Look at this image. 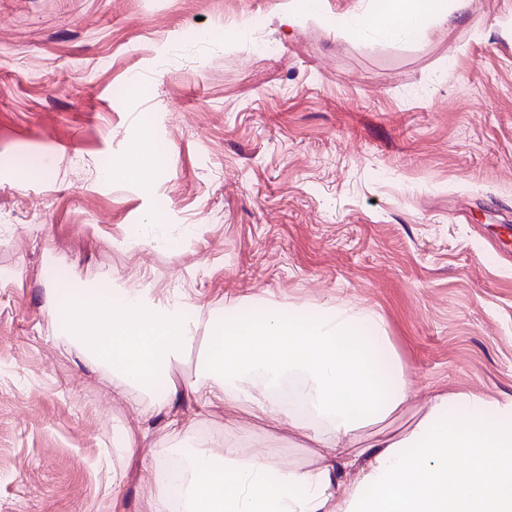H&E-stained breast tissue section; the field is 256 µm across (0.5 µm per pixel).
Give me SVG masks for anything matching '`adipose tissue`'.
I'll return each instance as SVG.
<instances>
[{"instance_id": "adipose-tissue-1", "label": "adipose tissue", "mask_w": 512, "mask_h": 512, "mask_svg": "<svg viewBox=\"0 0 512 512\" xmlns=\"http://www.w3.org/2000/svg\"><path fill=\"white\" fill-rule=\"evenodd\" d=\"M359 33L391 43L418 40L426 22L455 25L467 0H386ZM61 335L84 346L83 364L112 372V391L152 394L182 362L198 325L184 298L148 289L51 294ZM206 378L169 382L146 417L180 430L220 405L244 409L272 429L323 449L314 470L263 457L239 465L224 453L190 452L176 492L149 498L148 512H512V399L439 394L397 434L379 431L407 400L384 320L347 305L303 313L271 306L209 326ZM359 476L342 480L341 468Z\"/></svg>"}]
</instances>
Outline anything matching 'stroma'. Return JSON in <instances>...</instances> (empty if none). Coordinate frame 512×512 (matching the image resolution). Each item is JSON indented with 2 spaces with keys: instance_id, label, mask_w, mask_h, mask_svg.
<instances>
[{
  "instance_id": "obj_1",
  "label": "stroma",
  "mask_w": 512,
  "mask_h": 512,
  "mask_svg": "<svg viewBox=\"0 0 512 512\" xmlns=\"http://www.w3.org/2000/svg\"><path fill=\"white\" fill-rule=\"evenodd\" d=\"M291 5L0 0V512H146L145 462L214 437L321 464L233 407L147 427L150 396L88 372L49 288L147 282L218 323L245 300L370 308L405 416L450 390L512 398V0L407 45L344 25L379 0H322L298 30ZM254 17L274 54L253 51ZM144 125L163 165L130 181Z\"/></svg>"
}]
</instances>
